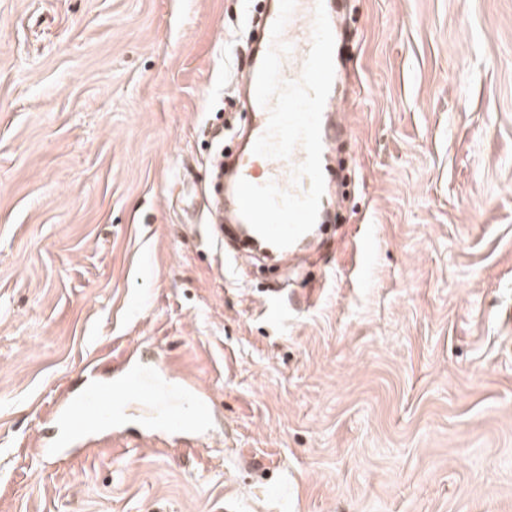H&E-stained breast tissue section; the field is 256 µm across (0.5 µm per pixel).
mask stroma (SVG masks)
<instances>
[{"instance_id": "35a3bbf8", "label": "stroma", "mask_w": 512, "mask_h": 512, "mask_svg": "<svg viewBox=\"0 0 512 512\" xmlns=\"http://www.w3.org/2000/svg\"><path fill=\"white\" fill-rule=\"evenodd\" d=\"M345 208L247 265L210 157L247 0H0V512H512V0H347ZM138 406L41 463L128 359ZM156 392L145 372L134 362L115 379L114 385H92L76 398L63 397L56 404L53 418L63 420L67 427L48 442L36 445L37 455H51L61 448H70L78 435L109 437L105 432L110 416L121 397L125 400L139 398L150 409ZM190 389L194 397L183 400L167 417L166 423L173 431H189L212 417L211 408L198 395L200 390L193 385H190Z\"/></svg>"}]
</instances>
